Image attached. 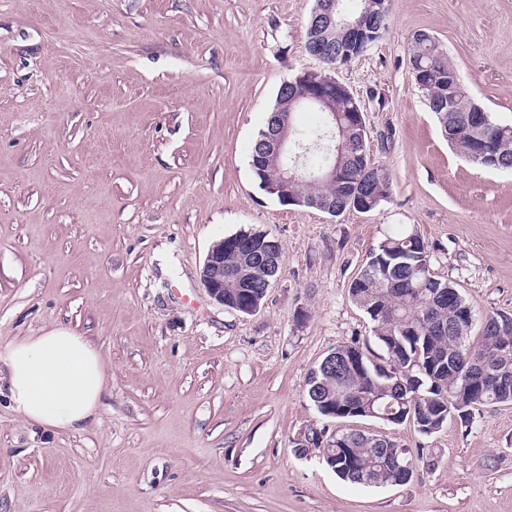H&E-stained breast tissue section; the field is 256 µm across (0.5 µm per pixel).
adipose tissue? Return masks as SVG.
Masks as SVG:
<instances>
[{
  "label": "adipose tissue",
  "mask_w": 512,
  "mask_h": 512,
  "mask_svg": "<svg viewBox=\"0 0 512 512\" xmlns=\"http://www.w3.org/2000/svg\"><path fill=\"white\" fill-rule=\"evenodd\" d=\"M12 409L25 421L79 431L98 419L107 371L87 337L58 326L0 349Z\"/></svg>",
  "instance_id": "adipose-tissue-1"
}]
</instances>
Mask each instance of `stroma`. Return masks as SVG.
I'll return each mask as SVG.
<instances>
[{"mask_svg":"<svg viewBox=\"0 0 512 512\" xmlns=\"http://www.w3.org/2000/svg\"><path fill=\"white\" fill-rule=\"evenodd\" d=\"M314 0H0V347L62 324L108 374L98 421L50 432L0 394V512H512V403L449 419H330L306 396L341 345L379 354L349 286L417 232L477 317L512 314V171L457 154L409 64L434 35L512 122V0H390L389 29L331 70L392 177L368 213L282 205L251 150L281 85L321 63ZM256 228L283 265L259 311L210 298L208 248ZM361 431L420 461L407 484L341 480L311 432Z\"/></svg>","mask_w":512,"mask_h":512,"instance_id":"1","label":"stroma"}]
</instances>
